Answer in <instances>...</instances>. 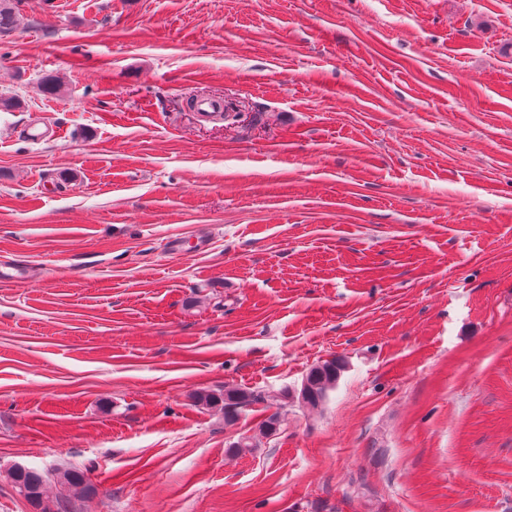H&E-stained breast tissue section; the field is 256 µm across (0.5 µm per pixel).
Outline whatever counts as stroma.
<instances>
[{
	"label": "stroma",
	"mask_w": 512,
	"mask_h": 512,
	"mask_svg": "<svg viewBox=\"0 0 512 512\" xmlns=\"http://www.w3.org/2000/svg\"><path fill=\"white\" fill-rule=\"evenodd\" d=\"M0 93V512H512V0H22ZM346 361L340 357H332L315 363L305 375L301 387L296 391V404L286 398V389L273 395H261L245 388L224 386V391H199L194 399L197 405L208 410L224 414L225 423H233L245 411L255 405H262L263 412H269L252 435L240 436L230 451L242 455L252 453L261 439L280 431L288 407L318 409L327 400L329 393L336 388L342 374L346 371ZM16 491L32 503L40 512H57L59 501L49 500L46 494L49 476L41 470L17 466L9 472ZM67 490L80 492L93 491V485L87 479L85 474L75 469L59 470L53 475V480Z\"/></svg>",
	"instance_id": "1"
}]
</instances>
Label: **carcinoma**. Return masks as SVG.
I'll return each instance as SVG.
<instances>
[{"instance_id":"cac0c4a2","label":"carcinoma","mask_w":512,"mask_h":512,"mask_svg":"<svg viewBox=\"0 0 512 512\" xmlns=\"http://www.w3.org/2000/svg\"><path fill=\"white\" fill-rule=\"evenodd\" d=\"M21 0H0V35L11 33L18 21ZM39 89L43 95L57 97L64 93V87L57 76L46 75L39 81ZM346 361L340 357H332L315 363L305 375L301 387L296 391V403L286 398L282 390L273 395H261L248 389L226 386L222 391L203 390L195 395V402L208 410L224 414V422L233 423L245 411L255 405L262 406L266 417L252 435L240 436L230 451L242 455L252 452L261 440L280 431L288 408L317 409L327 400L329 393L336 388L342 374L346 371ZM9 478L16 491L32 503L39 512H57L59 501L51 500L46 494L49 479L67 490L80 492L93 491V485L85 474L75 469L57 471L48 476L41 470L17 466L9 472Z\"/></svg>"}]
</instances>
